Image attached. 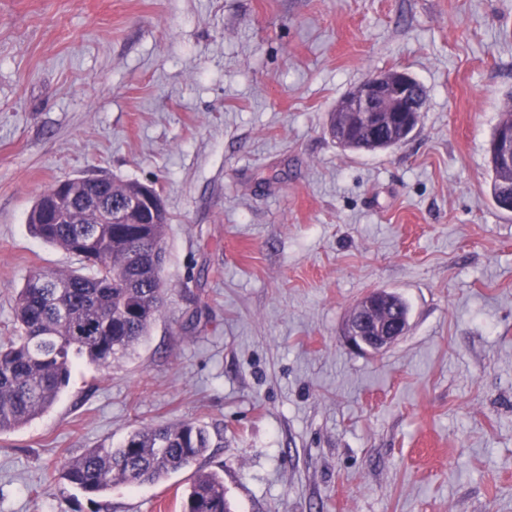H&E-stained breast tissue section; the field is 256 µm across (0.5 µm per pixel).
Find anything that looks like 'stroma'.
<instances>
[{"instance_id": "stroma-1", "label": "stroma", "mask_w": 512, "mask_h": 512, "mask_svg": "<svg viewBox=\"0 0 512 512\" xmlns=\"http://www.w3.org/2000/svg\"><path fill=\"white\" fill-rule=\"evenodd\" d=\"M427 92L413 135L342 149L367 75ZM512 0H0V336L36 270H82L27 216L56 181L151 183L168 291L147 339L0 434V512H180L192 470L89 497L69 461L135 429L223 436L232 512H512V213L489 146ZM400 294L406 334L344 342ZM379 291H374L365 296L359 303L362 313L359 317L351 316L348 323L346 339L348 344L361 351L379 353L394 345L406 332L408 326V307L406 302L397 294L382 291L385 297L386 307L381 312L382 318L392 315V308L398 306V314L402 317H390L384 322L371 319L367 310L370 308L372 297ZM388 298L391 300L389 301Z\"/></svg>"}]
</instances>
